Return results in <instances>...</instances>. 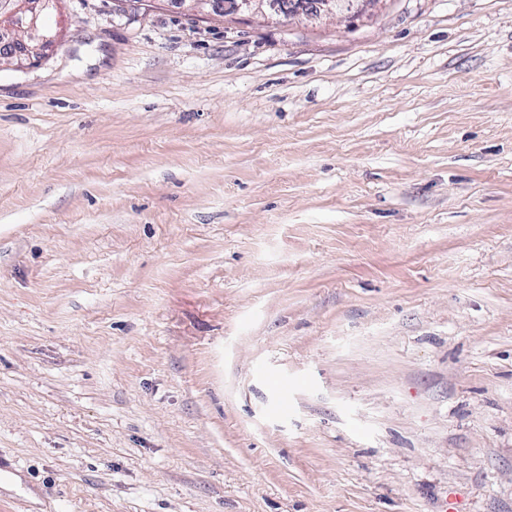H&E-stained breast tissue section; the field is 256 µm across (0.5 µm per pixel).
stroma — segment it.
<instances>
[{
  "mask_svg": "<svg viewBox=\"0 0 512 512\" xmlns=\"http://www.w3.org/2000/svg\"><path fill=\"white\" fill-rule=\"evenodd\" d=\"M54 20L0 66V512H512V0ZM384 0H313L307 2L301 0L296 9L295 15H304L310 22H318L328 16L359 15L367 9L375 8Z\"/></svg>",
  "mask_w": 512,
  "mask_h": 512,
  "instance_id": "obj_1",
  "label": "stroma"
}]
</instances>
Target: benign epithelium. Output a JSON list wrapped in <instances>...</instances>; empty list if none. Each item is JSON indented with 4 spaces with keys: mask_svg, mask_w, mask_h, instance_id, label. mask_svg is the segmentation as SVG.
I'll return each instance as SVG.
<instances>
[{
    "mask_svg": "<svg viewBox=\"0 0 512 512\" xmlns=\"http://www.w3.org/2000/svg\"><path fill=\"white\" fill-rule=\"evenodd\" d=\"M185 11L197 8L208 15L222 11L223 0H171ZM382 0H300L295 14L310 22L328 16L359 15L375 8ZM44 0H0V62L7 61L19 70L34 67L52 50L59 33L46 28L42 21ZM236 13L281 16L277 0H237Z\"/></svg>",
    "mask_w": 512,
    "mask_h": 512,
    "instance_id": "benign-epithelium-1",
    "label": "benign epithelium"
}]
</instances>
